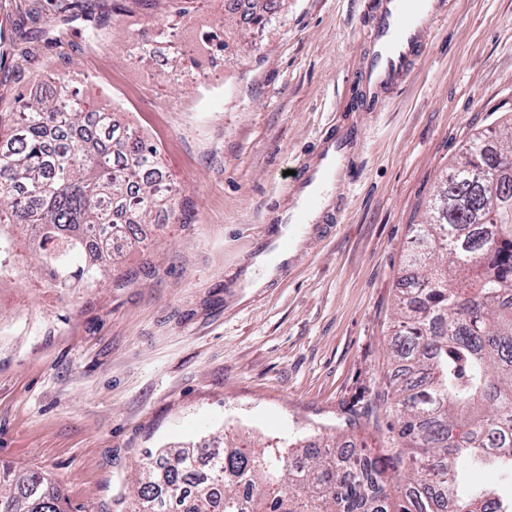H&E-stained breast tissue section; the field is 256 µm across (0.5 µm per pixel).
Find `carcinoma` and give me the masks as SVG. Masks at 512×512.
<instances>
[{
	"mask_svg": "<svg viewBox=\"0 0 512 512\" xmlns=\"http://www.w3.org/2000/svg\"><path fill=\"white\" fill-rule=\"evenodd\" d=\"M287 0H254L250 19L264 31ZM64 23L102 30L91 0H61ZM227 19L200 39L224 52ZM19 56L0 29V76ZM45 92L16 96L0 111V273L12 264L13 226L31 233L50 287L88 288L116 256L108 234L174 215L181 198L167 183L157 145L117 118L93 111L80 88L54 71ZM497 174L491 197L471 168ZM432 217L415 225L406 265L411 275L395 312L390 377L377 400L392 412L391 433L408 451L342 458L331 438L315 453L231 441L150 450L141 460L129 512H512V488H466L467 463L512 482V125L466 144L440 176ZM398 474L393 509L388 476ZM0 512H68L37 471L0 461Z\"/></svg>",
	"mask_w": 512,
	"mask_h": 512,
	"instance_id": "carcinoma-1",
	"label": "carcinoma"
}]
</instances>
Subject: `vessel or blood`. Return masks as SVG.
Masks as SVG:
<instances>
[{"instance_id": "1", "label": "vessel or blood", "mask_w": 512, "mask_h": 512, "mask_svg": "<svg viewBox=\"0 0 512 512\" xmlns=\"http://www.w3.org/2000/svg\"><path fill=\"white\" fill-rule=\"evenodd\" d=\"M451 0H377L369 55L361 75L366 103L398 86L417 61L434 20L447 14ZM361 143L355 125H334L299 164L288 204L276 223L265 225L247 265L262 268L265 283L278 282L315 224L331 222L344 205Z\"/></svg>"}]
</instances>
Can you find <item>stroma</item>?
<instances>
[{
    "instance_id": "stroma-1",
    "label": "stroma",
    "mask_w": 512,
    "mask_h": 512,
    "mask_svg": "<svg viewBox=\"0 0 512 512\" xmlns=\"http://www.w3.org/2000/svg\"><path fill=\"white\" fill-rule=\"evenodd\" d=\"M227 0H193L174 40L168 5L99 0L103 39L76 21L59 42L53 0H0V28L28 51L5 95L40 75L73 77L97 107L157 144L184 202L154 215L144 243L67 297L42 287L20 231L0 276V460L50 478L72 512H120L146 449L247 431L255 439L347 436L386 444L372 416L386 382L404 254L440 174L512 113V0H453L406 81L371 107L360 71L374 0H288L265 32L229 23L222 66L199 40ZM149 43L146 61L130 54ZM195 68L177 74L175 53ZM363 143L338 224L312 238L271 288H234L263 224L288 200L287 173L330 125Z\"/></svg>"
}]
</instances>
